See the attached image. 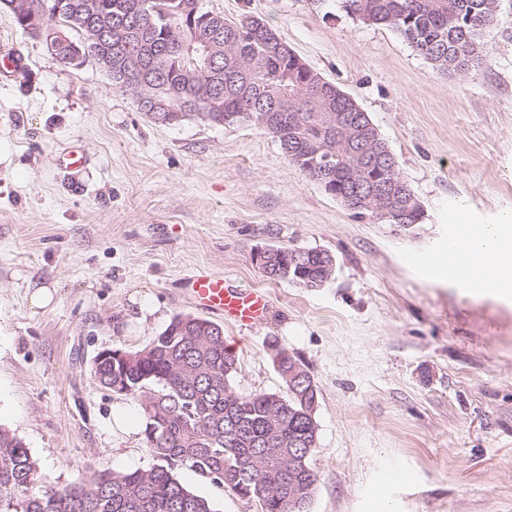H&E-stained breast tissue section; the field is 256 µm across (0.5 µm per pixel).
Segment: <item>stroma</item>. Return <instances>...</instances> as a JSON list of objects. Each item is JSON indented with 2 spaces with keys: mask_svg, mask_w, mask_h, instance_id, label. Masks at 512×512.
I'll use <instances>...</instances> for the list:
<instances>
[{
  "mask_svg": "<svg viewBox=\"0 0 512 512\" xmlns=\"http://www.w3.org/2000/svg\"><path fill=\"white\" fill-rule=\"evenodd\" d=\"M232 19H264L314 72L368 114L423 210L403 228L356 217L289 164L260 128L193 118L154 123L93 64L60 65L0 10V426L60 488L155 460L138 401L93 378L105 349L145 347L178 315L201 316L190 271L223 274L271 298L249 329L222 321L241 394L282 381L269 343L318 387L319 475L310 512H512V291L460 287L446 268L407 265L445 249L448 213L464 224L512 217V0L485 36L486 61L438 73L399 33L364 24L341 0H200ZM80 146L85 167L62 170ZM266 245L336 260L323 287L267 280ZM55 288L51 306L29 296ZM139 426L110 430L111 412ZM386 467L408 483L379 494ZM215 512H257L189 469L177 472Z\"/></svg>",
  "mask_w": 512,
  "mask_h": 512,
  "instance_id": "35a3bbf8",
  "label": "stroma"
}]
</instances>
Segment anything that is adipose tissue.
Segmentation results:
<instances>
[{"label": "adipose tissue", "mask_w": 512, "mask_h": 512, "mask_svg": "<svg viewBox=\"0 0 512 512\" xmlns=\"http://www.w3.org/2000/svg\"><path fill=\"white\" fill-rule=\"evenodd\" d=\"M457 248L466 256L468 275L493 280L500 288L512 284V226L475 225Z\"/></svg>", "instance_id": "adipose-tissue-1"}]
</instances>
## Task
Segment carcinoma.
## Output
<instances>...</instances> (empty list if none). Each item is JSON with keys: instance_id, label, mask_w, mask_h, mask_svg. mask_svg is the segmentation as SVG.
<instances>
[{"instance_id": "carcinoma-1", "label": "carcinoma", "mask_w": 512, "mask_h": 512, "mask_svg": "<svg viewBox=\"0 0 512 512\" xmlns=\"http://www.w3.org/2000/svg\"><path fill=\"white\" fill-rule=\"evenodd\" d=\"M141 0H66L70 9L106 22L115 6ZM343 9L373 26L400 33L414 50L443 74L462 73L482 63L483 37L498 23V0H342ZM20 31L41 39L55 56L57 25L40 9L14 17ZM180 16L153 19L148 43L108 37L87 60L111 57L126 67L139 57L150 74L147 96L161 111L149 118H204L217 125L251 124L279 142L288 162L315 179L328 157L332 191L353 198L348 208L361 218L385 224H417L421 205L401 177L395 156L367 113L335 83L318 73L262 19L215 15L200 28L203 43L178 56L167 46ZM208 73L207 83L198 74ZM173 112L168 113L166 109ZM375 181L396 182L383 206L400 213L378 218L373 209ZM297 255L292 274L288 257ZM335 258L324 250L272 245L258 265L273 281L313 288ZM283 390L242 395L231 379L238 358L224 343V330L193 315H179L144 348H112L95 358L93 376L104 388L137 398L146 417L144 441L156 459L148 470L101 471L56 489L39 480L30 450L14 432L0 426V512H216L208 499L176 475L188 467L217 486L257 505V512H288V484L274 486L272 474L288 466V454H306L300 472L318 482L313 456L319 426L310 411L317 386L305 375L288 384L292 357L270 345Z\"/></svg>"}]
</instances>
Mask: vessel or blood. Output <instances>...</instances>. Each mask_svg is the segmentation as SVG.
Listing matches in <instances>:
<instances>
[{"label":"vessel or blood","mask_w":512,"mask_h":512,"mask_svg":"<svg viewBox=\"0 0 512 512\" xmlns=\"http://www.w3.org/2000/svg\"><path fill=\"white\" fill-rule=\"evenodd\" d=\"M404 260L412 267L429 270L453 264L454 255L443 250H413L405 255ZM184 285L197 306L206 312L222 315L240 327L259 323L271 309V299L266 292L233 287L220 273L197 271L185 278Z\"/></svg>","instance_id":"b4317fda"}]
</instances>
